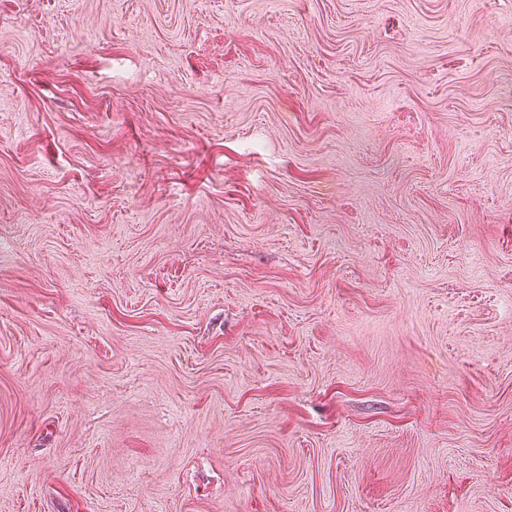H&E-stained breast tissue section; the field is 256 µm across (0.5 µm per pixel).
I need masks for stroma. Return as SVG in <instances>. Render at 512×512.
Masks as SVG:
<instances>
[{"instance_id":"stroma-1","label":"stroma","mask_w":512,"mask_h":512,"mask_svg":"<svg viewBox=\"0 0 512 512\" xmlns=\"http://www.w3.org/2000/svg\"><path fill=\"white\" fill-rule=\"evenodd\" d=\"M0 512H512V0H0Z\"/></svg>"}]
</instances>
